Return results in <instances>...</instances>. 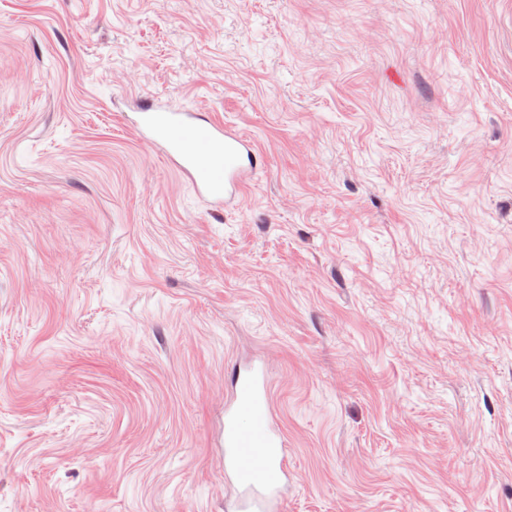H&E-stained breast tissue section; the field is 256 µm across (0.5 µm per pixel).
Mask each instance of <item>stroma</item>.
I'll return each instance as SVG.
<instances>
[{
  "label": "stroma",
  "instance_id": "stroma-1",
  "mask_svg": "<svg viewBox=\"0 0 512 512\" xmlns=\"http://www.w3.org/2000/svg\"><path fill=\"white\" fill-rule=\"evenodd\" d=\"M256 365L279 512H512V0H0V512H233ZM185 112L153 100L138 109L131 123L146 142L165 152L201 195L216 205L241 204L261 163L259 153L223 121ZM232 388L233 404L224 412V467L243 492L235 510L265 512L286 474L285 441L272 423L265 375L253 368L238 371Z\"/></svg>",
  "mask_w": 512,
  "mask_h": 512
}]
</instances>
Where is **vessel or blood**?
<instances>
[{
    "label": "vessel or blood",
    "instance_id": "1",
    "mask_svg": "<svg viewBox=\"0 0 512 512\" xmlns=\"http://www.w3.org/2000/svg\"><path fill=\"white\" fill-rule=\"evenodd\" d=\"M132 125L218 205L242 202L261 163L253 145L223 121L194 118L157 100L140 107ZM232 388L233 404L224 412V466L243 492L235 509L268 512L286 474L285 441L272 423L271 391L265 375L253 368L237 372Z\"/></svg>",
    "mask_w": 512,
    "mask_h": 512
}]
</instances>
